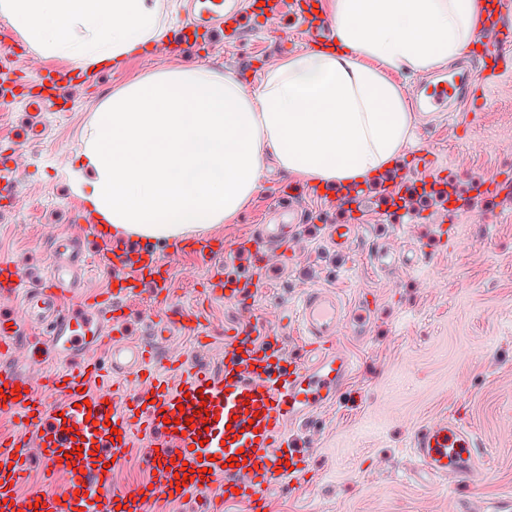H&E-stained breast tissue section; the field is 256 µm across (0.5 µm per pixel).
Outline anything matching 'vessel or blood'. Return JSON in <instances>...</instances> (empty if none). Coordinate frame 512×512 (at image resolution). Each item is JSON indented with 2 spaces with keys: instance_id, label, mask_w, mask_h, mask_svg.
Masks as SVG:
<instances>
[{
  "instance_id": "vessel-or-blood-1",
  "label": "vessel or blood",
  "mask_w": 512,
  "mask_h": 512,
  "mask_svg": "<svg viewBox=\"0 0 512 512\" xmlns=\"http://www.w3.org/2000/svg\"><path fill=\"white\" fill-rule=\"evenodd\" d=\"M317 0H294L292 12L307 41L321 44L331 35ZM282 0H189L190 29L223 35L230 43L242 39L243 21L258 22L280 12ZM475 62L472 78L443 84L433 78L416 100L419 112L442 113L449 99L467 112L485 109L483 87L512 73V0H487L486 33L469 52ZM13 37L0 31V110L16 105L30 112L55 111L67 91L85 81L60 66L22 73L15 64ZM449 213L474 208L483 198L512 193V175L472 178L467 188L441 175ZM350 220L327 227V241L348 253L364 226L360 215L364 189L342 197ZM301 219L273 224L259 237L229 243L210 238L171 244L167 257L148 245L104 240L103 262L113 286L99 298L75 308L69 304L79 287L81 268L70 258L69 240L56 238L55 262L37 284L24 286L9 262L0 260V297H20L13 317H0V413L18 418L23 438L0 436V512H160L171 494L192 500L196 512H217L219 505H239L244 512H269V493L278 486L305 482V457L289 430L309 424L334 406L354 371L351 355L338 346L340 336L363 339L374 302L366 296L346 304L332 289L305 291L294 316L282 332L264 320H244L224 329V363L220 373L189 367L180 356L158 355L156 339L182 329L210 336V321L171 305L157 312L152 340H130L125 331L127 302L140 296L167 298L168 262L183 256L205 259L212 267V296L239 302L252 297L264 281L273 255L269 246H287ZM250 254V277H225L223 267L238 254ZM40 335L32 344L22 336ZM297 335L304 354H285L289 335ZM106 345L105 358L91 357ZM68 358L66 368L50 367L48 355ZM177 366L181 379L170 385L159 361ZM22 396H15V389ZM150 440L143 457L146 480L117 485V460L134 448L137 437ZM82 457L67 458L72 448ZM51 481H63L66 494L40 490L18 494L28 469L31 449ZM420 483L446 481L471 486L478 477L480 443L473 431L455 418L437 421L418 431L411 444ZM187 472L180 482L179 472Z\"/></svg>"
}]
</instances>
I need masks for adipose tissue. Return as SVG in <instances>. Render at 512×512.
<instances>
[{"instance_id": "obj_1", "label": "adipose tissue", "mask_w": 512, "mask_h": 512, "mask_svg": "<svg viewBox=\"0 0 512 512\" xmlns=\"http://www.w3.org/2000/svg\"><path fill=\"white\" fill-rule=\"evenodd\" d=\"M333 44L265 66L254 85L191 64L126 80L69 166L74 196L114 239L167 241L234 223L268 166L322 187L379 181L415 116L391 75L470 48L485 0H326ZM169 0H0L27 50L88 72L169 45Z\"/></svg>"}]
</instances>
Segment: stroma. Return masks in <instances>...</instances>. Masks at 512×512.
I'll return each mask as SVG.
<instances>
[{
    "mask_svg": "<svg viewBox=\"0 0 512 512\" xmlns=\"http://www.w3.org/2000/svg\"><path fill=\"white\" fill-rule=\"evenodd\" d=\"M305 48L286 12L248 30L235 45L213 35L182 53L161 46L124 68L102 72L94 86L76 89L70 111L0 112V166L9 167L16 183L14 203L0 207V260L14 262L29 284L50 269L53 235L73 237L84 248V292H103L108 276L101 244L91 226L78 220L81 209L64 168L100 102L132 73L186 62L234 72L251 86L266 65ZM486 97L477 121L462 112L434 129L414 128L396 180L417 175L414 158L423 154L452 170L463 186L473 176L512 167V75L490 85ZM36 121L43 135L20 141L22 130ZM291 182L270 170L235 223L217 225L212 237L232 242L249 235ZM306 191L310 217L292 240L291 255L272 265L246 303L209 297L207 261L170 263L172 303L202 311L217 326L251 316L275 322L309 288H333L350 301L368 292L376 300L367 341L341 342L355 360L345 395L305 432L308 481L299 490L271 494V512H456L454 487L424 486L405 475L415 431L448 416L470 426L482 443L484 471L468 496L512 499V196L480 200L453 217L426 197L401 215L367 208V232L339 257L328 247L324 227L343 223L344 215L315 186ZM381 243L403 258L382 276L370 265ZM159 350L203 360L217 372L224 338L209 337L201 350L195 336L177 331L160 341Z\"/></svg>",
    "mask_w": 512,
    "mask_h": 512,
    "instance_id": "35a3bbf8",
    "label": "stroma"
}]
</instances>
